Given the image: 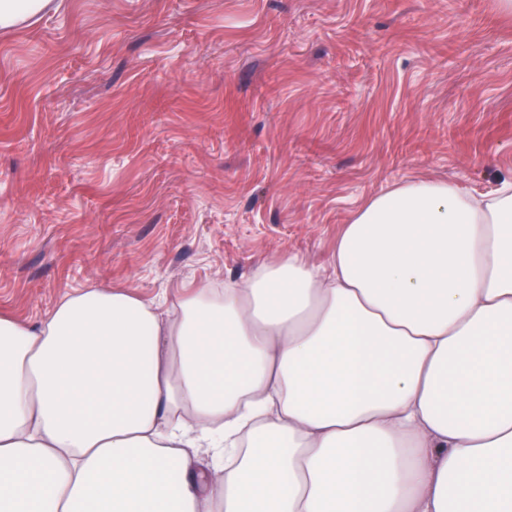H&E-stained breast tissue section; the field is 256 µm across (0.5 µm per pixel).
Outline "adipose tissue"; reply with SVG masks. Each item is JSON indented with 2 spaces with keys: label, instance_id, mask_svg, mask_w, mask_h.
<instances>
[{
  "label": "adipose tissue",
  "instance_id": "ef3b65f1",
  "mask_svg": "<svg viewBox=\"0 0 512 512\" xmlns=\"http://www.w3.org/2000/svg\"><path fill=\"white\" fill-rule=\"evenodd\" d=\"M0 512H512V178L408 180L162 312L0 313Z\"/></svg>",
  "mask_w": 512,
  "mask_h": 512
}]
</instances>
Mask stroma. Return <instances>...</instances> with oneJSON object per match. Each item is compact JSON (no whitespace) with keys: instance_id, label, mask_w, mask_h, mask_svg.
<instances>
[{"instance_id":"35a3bbf8","label":"stroma","mask_w":512,"mask_h":512,"mask_svg":"<svg viewBox=\"0 0 512 512\" xmlns=\"http://www.w3.org/2000/svg\"><path fill=\"white\" fill-rule=\"evenodd\" d=\"M512 175L497 0H61L0 29V311L323 263L370 197Z\"/></svg>"}]
</instances>
